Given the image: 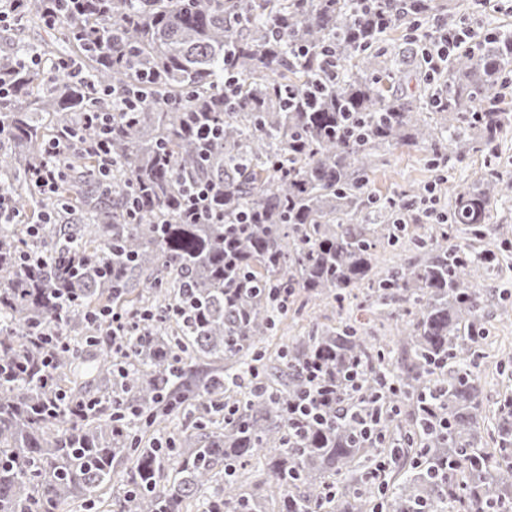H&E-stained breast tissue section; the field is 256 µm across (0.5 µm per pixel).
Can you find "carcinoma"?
I'll list each match as a JSON object with an SVG mask.
<instances>
[{
	"label": "carcinoma",
	"mask_w": 512,
	"mask_h": 512,
	"mask_svg": "<svg viewBox=\"0 0 512 512\" xmlns=\"http://www.w3.org/2000/svg\"><path fill=\"white\" fill-rule=\"evenodd\" d=\"M25 4L0 46V190L35 222L32 236L0 225V512L87 509L112 485L116 457L133 462L109 512H493L512 507V394L497 404L495 447H484L482 376L476 344L484 332L485 296L474 272L495 254L448 245V225L429 239L410 237L401 222L413 204L389 203L373 224L368 170L384 148L420 145L432 159L448 149L494 147L512 130V110L491 99L512 72V35L494 34L454 49L433 74L427 57L400 67L376 49L396 24L438 16L439 0H80L83 8L54 22V0ZM48 39L34 45L27 27ZM37 64L17 69L30 48ZM236 78L233 94L224 80ZM417 78L419 96L400 94ZM137 102L112 111L110 92ZM110 112L112 170L78 146L89 135L84 113ZM215 130L203 142L198 123ZM72 134L73 150L55 195L31 178L53 138ZM494 172L457 192L453 226L492 231ZM198 186L221 191L215 211L190 222L184 196ZM411 238L416 254L375 271L377 248ZM50 262L17 269L19 246ZM88 262L71 277L63 259ZM395 324L401 357L373 332L341 323L314 325L264 362L262 344L294 307L313 300L344 308L353 288ZM149 311L122 361L113 399L77 416L55 404L59 381L85 399L81 379L112 372L100 343L105 307ZM47 326L76 332L96 348L78 363L28 341ZM224 369L205 377L196 359ZM328 370L338 407L293 435L290 406L308 386L306 366ZM358 363L362 389L341 384ZM258 376L265 392L239 384ZM142 408L121 419L112 400ZM231 404L235 416L214 417ZM381 440L360 436L364 414ZM193 431L169 448L133 435L172 416ZM413 435L399 452L403 472L393 489L368 479V465L388 452L393 432ZM176 456L169 475L167 453ZM268 486L259 495L245 473ZM215 483L220 491H206Z\"/></svg>",
	"instance_id": "1"
}]
</instances>
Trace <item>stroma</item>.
Masks as SVG:
<instances>
[{"instance_id":"1","label":"stroma","mask_w":512,"mask_h":512,"mask_svg":"<svg viewBox=\"0 0 512 512\" xmlns=\"http://www.w3.org/2000/svg\"><path fill=\"white\" fill-rule=\"evenodd\" d=\"M444 14L456 22L477 24L495 33L512 32V0H443ZM496 169L507 186L492 200V222L497 227L491 242L499 253L498 265L479 270L476 278L486 292V337L481 342L479 363L487 415H494L498 400L512 392V133L498 148L495 163L472 150L452 155L449 162L434 163L419 146H397L382 151L369 171V188L380 199L395 198L402 192L435 186V209L450 217L456 192ZM357 299L345 302L343 311L332 306L313 307L306 315H289L277 336L266 345L275 353L283 342L305 335L312 323L339 324L343 314L355 311Z\"/></svg>"}]
</instances>
